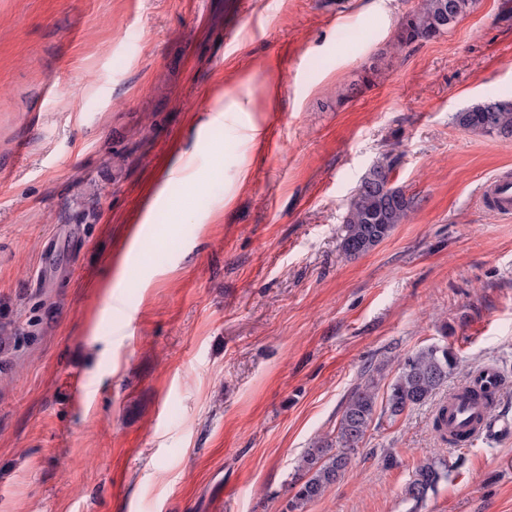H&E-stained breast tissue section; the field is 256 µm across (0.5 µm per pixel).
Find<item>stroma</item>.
Returning a JSON list of instances; mask_svg holds the SVG:
<instances>
[{
  "label": "stroma",
  "mask_w": 512,
  "mask_h": 512,
  "mask_svg": "<svg viewBox=\"0 0 512 512\" xmlns=\"http://www.w3.org/2000/svg\"><path fill=\"white\" fill-rule=\"evenodd\" d=\"M418 5L0 0V512H281L364 371L384 388L447 344L438 400L488 364L512 380V219L476 202L512 140L454 122L512 100V0L394 53ZM378 161L415 205L349 258ZM437 402L375 414L306 512H408L428 457L448 477L419 512H512V435L450 446Z\"/></svg>",
  "instance_id": "stroma-1"
}]
</instances>
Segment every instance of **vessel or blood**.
Masks as SVG:
<instances>
[{
	"label": "vessel or blood",
	"instance_id": "obj_1",
	"mask_svg": "<svg viewBox=\"0 0 512 512\" xmlns=\"http://www.w3.org/2000/svg\"><path fill=\"white\" fill-rule=\"evenodd\" d=\"M480 206L502 218L512 217V173L504 171L487 179L478 194ZM506 381L500 370L486 365L470 382L476 398H453L448 402V434L459 437L461 444L486 442L512 432V421L497 422L483 403V396L499 397Z\"/></svg>",
	"mask_w": 512,
	"mask_h": 512
}]
</instances>
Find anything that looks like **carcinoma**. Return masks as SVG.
I'll use <instances>...</instances> for the list:
<instances>
[{"instance_id": "1", "label": "carcinoma", "mask_w": 512, "mask_h": 512, "mask_svg": "<svg viewBox=\"0 0 512 512\" xmlns=\"http://www.w3.org/2000/svg\"><path fill=\"white\" fill-rule=\"evenodd\" d=\"M477 0H422L406 14L396 31L394 47L403 51L419 41L446 33L474 9ZM458 127L469 132L512 139V101L475 104L455 114ZM392 164L377 162L362 176L347 205L341 249L349 257L363 255L387 238L413 207V199L391 184ZM459 361L447 345H432L406 356L388 385L383 412L391 418L419 407L433 397L458 369ZM378 380L371 374L347 395L336 424V438L316 439L299 458L290 482L294 493L282 512H304L336 483L352 461L377 409ZM448 477L446 463L426 459L417 464L404 489L407 501L417 507Z\"/></svg>"}]
</instances>
